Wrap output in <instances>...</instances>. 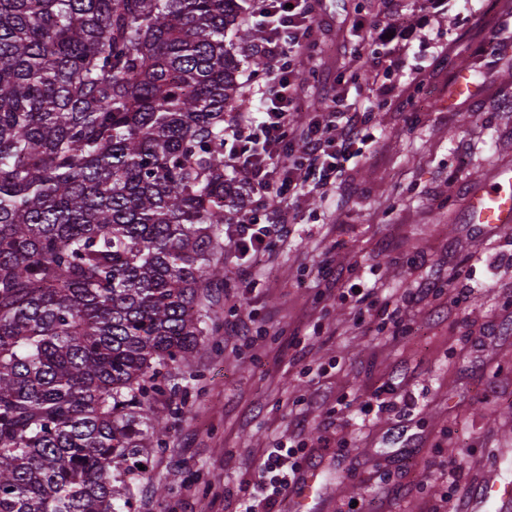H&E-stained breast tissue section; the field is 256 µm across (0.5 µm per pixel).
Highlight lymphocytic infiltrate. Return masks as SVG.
Returning a JSON list of instances; mask_svg holds the SVG:
<instances>
[{
  "mask_svg": "<svg viewBox=\"0 0 512 512\" xmlns=\"http://www.w3.org/2000/svg\"><path fill=\"white\" fill-rule=\"evenodd\" d=\"M253 20L260 37L252 49L271 63L274 84L261 114L232 112L224 120V162L251 195L249 211L238 218L228 240L243 282L251 278L273 242L290 234L285 205L306 189L323 195L333 192L355 157L357 144L366 137L363 113L350 110L338 92L332 94L324 120L295 121L300 97L294 59L319 47L314 0H255ZM274 172L279 175L275 181L270 178ZM347 294L359 320L371 319L378 310L383 322L403 329L402 306L377 308L375 288L353 281ZM283 457L282 449H272L261 466L258 487H265L270 474L278 476V487L266 495V503L287 499L299 482L300 462L287 464Z\"/></svg>",
  "mask_w": 512,
  "mask_h": 512,
  "instance_id": "lymphocytic-infiltrate-1",
  "label": "lymphocytic infiltrate"
}]
</instances>
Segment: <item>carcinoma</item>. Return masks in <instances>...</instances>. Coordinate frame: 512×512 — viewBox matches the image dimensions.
<instances>
[{
  "label": "carcinoma",
  "instance_id": "cac0c4a2",
  "mask_svg": "<svg viewBox=\"0 0 512 512\" xmlns=\"http://www.w3.org/2000/svg\"><path fill=\"white\" fill-rule=\"evenodd\" d=\"M246 0H0V512H117L224 287Z\"/></svg>",
  "mask_w": 512,
  "mask_h": 512
}]
</instances>
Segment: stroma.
<instances>
[{
    "instance_id": "obj_1",
    "label": "stroma",
    "mask_w": 512,
    "mask_h": 512,
    "mask_svg": "<svg viewBox=\"0 0 512 512\" xmlns=\"http://www.w3.org/2000/svg\"><path fill=\"white\" fill-rule=\"evenodd\" d=\"M390 18L399 37L385 47L378 28ZM314 20L322 49L297 62L301 111L328 108L341 87L368 138L335 194L291 201L294 232L251 286L230 301L216 289L217 331L176 391L152 401L166 430L140 457L130 512H237L278 444L303 448L320 471L314 512H458L498 449L512 448V229L465 221L472 190L512 167V48L484 50L488 30L512 38V0H318ZM235 51L252 111L272 72L247 46ZM377 54L390 72L371 66ZM325 259L376 284L383 303L460 267L474 273L472 294L456 309L445 292L406 304L409 331L397 336L359 323L341 283L317 276ZM250 314L273 323L252 347L234 331ZM387 384L389 410L363 425L361 407Z\"/></svg>"
}]
</instances>
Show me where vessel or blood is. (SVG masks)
I'll list each match as a JSON object with an SVG mask.
<instances>
[{
	"mask_svg": "<svg viewBox=\"0 0 512 512\" xmlns=\"http://www.w3.org/2000/svg\"><path fill=\"white\" fill-rule=\"evenodd\" d=\"M493 178V183L469 195L466 221L490 230L511 228L512 169H499ZM466 512H512V488L492 478L478 481L469 494Z\"/></svg>",
	"mask_w": 512,
	"mask_h": 512,
	"instance_id": "obj_1",
	"label": "vessel or blood"
}]
</instances>
